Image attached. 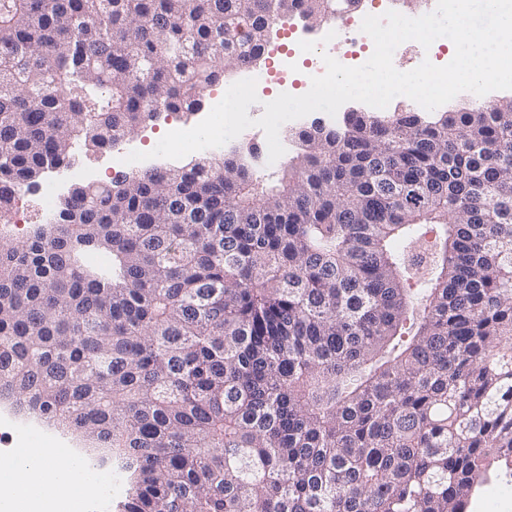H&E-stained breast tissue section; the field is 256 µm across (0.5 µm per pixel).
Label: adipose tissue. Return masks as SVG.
<instances>
[{"label":"adipose tissue","mask_w":512,"mask_h":512,"mask_svg":"<svg viewBox=\"0 0 512 512\" xmlns=\"http://www.w3.org/2000/svg\"><path fill=\"white\" fill-rule=\"evenodd\" d=\"M92 486L75 460H52L37 446L0 460V512H80Z\"/></svg>","instance_id":"1"}]
</instances>
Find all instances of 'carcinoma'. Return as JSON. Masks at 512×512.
<instances>
[{
  "label": "carcinoma",
  "instance_id": "1",
  "mask_svg": "<svg viewBox=\"0 0 512 512\" xmlns=\"http://www.w3.org/2000/svg\"><path fill=\"white\" fill-rule=\"evenodd\" d=\"M343 8L0 0V396L111 458L118 512H468L512 478L511 94L304 126L272 181L240 145L76 185L5 238L46 171ZM48 174L43 177L37 188L30 192H26L24 195L22 194L20 198L16 199L12 210V212H14L11 217L12 219L10 220L13 239H21V237H25L34 224L41 223V220L43 219L41 188H43L44 185L53 177V173H50L49 175ZM21 200L23 203L24 201L27 202L28 221L27 224H23L22 226L19 227L18 225L13 224V218L15 212L19 208V203Z\"/></svg>",
  "mask_w": 512,
  "mask_h": 512
}]
</instances>
